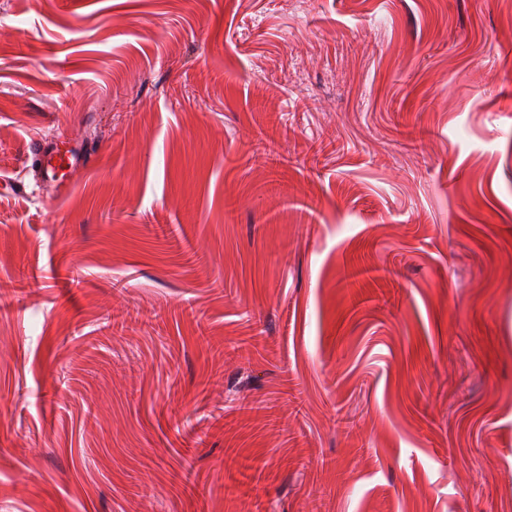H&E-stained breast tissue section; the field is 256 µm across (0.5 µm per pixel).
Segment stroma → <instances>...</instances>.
Segmentation results:
<instances>
[{"mask_svg":"<svg viewBox=\"0 0 512 512\" xmlns=\"http://www.w3.org/2000/svg\"><path fill=\"white\" fill-rule=\"evenodd\" d=\"M146 495L512 512V0H0V512ZM34 163L43 181H57L60 173L80 162L76 153L69 150L63 151L49 144L39 146L33 151Z\"/></svg>","mask_w":512,"mask_h":512,"instance_id":"35a3bbf8","label":"stroma"}]
</instances>
